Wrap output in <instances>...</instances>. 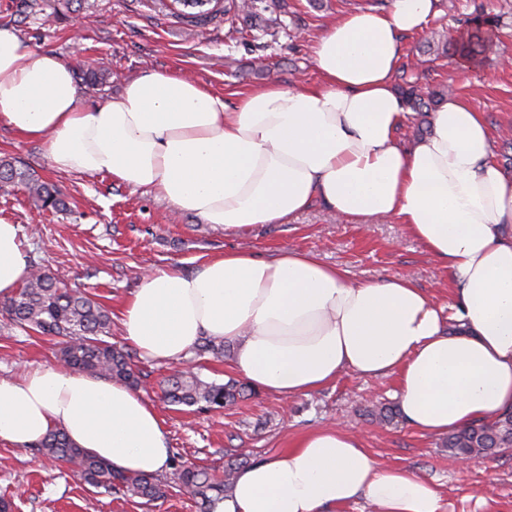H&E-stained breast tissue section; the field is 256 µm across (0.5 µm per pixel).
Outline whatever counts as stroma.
<instances>
[{
    "mask_svg": "<svg viewBox=\"0 0 512 512\" xmlns=\"http://www.w3.org/2000/svg\"><path fill=\"white\" fill-rule=\"evenodd\" d=\"M392 0H286L285 31L252 42L242 39L243 17H217L197 35L186 34L157 0H77L74 8L22 12L21 0H0V25L14 27L37 49L70 63L75 74L93 64L106 77L100 91L81 90L80 102L93 106L118 95L126 82L152 71H168L223 93L228 104L239 94L267 83L284 86L318 78L312 46L322 28L345 14ZM470 0H438L427 32L408 36L404 58H419L432 31L457 28ZM495 19L493 44L475 66L448 56L421 65L418 81L428 91L473 103L484 113L493 136L495 160L512 176V0H485ZM28 164L66 195L69 211H40L24 188L0 189V218L19 225L33 262L65 272L81 284L110 316L153 267L175 264L191 272L208 258L232 249L263 257L289 247L320 255L355 281L381 282L412 277L437 300L448 298V272L424 253L401 224L387 218L366 223L339 221L323 202L283 224H257L235 236L171 206L145 188L106 177H86L50 168L41 144L0 124V157ZM60 340L13 324L0 311V378H13L57 361ZM142 396L159 414L172 453L223 475L240 451L260 460L285 451L298 436L339 426L358 434L384 467H403L433 482L442 512H512V448L463 467L449 465L442 439L411 427L403 417L373 421L370 412L397 403L395 376L363 378L352 373L307 395L288 400L257 391L219 412H199L161 401L163 380L175 365L137 360ZM164 498L149 503L120 493L102 494L72 480L66 466L33 448L0 445V499L12 512H199L182 487L168 484Z\"/></svg>",
    "mask_w": 512,
    "mask_h": 512,
    "instance_id": "35a3bbf8",
    "label": "stroma"
}]
</instances>
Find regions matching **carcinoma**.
<instances>
[{
	"label": "carcinoma",
	"instance_id": "obj_1",
	"mask_svg": "<svg viewBox=\"0 0 512 512\" xmlns=\"http://www.w3.org/2000/svg\"><path fill=\"white\" fill-rule=\"evenodd\" d=\"M172 14L191 31L212 22L223 8L222 0H170ZM245 17L253 29L265 34L285 28L279 17H265L254 4L246 7ZM467 37L452 42L444 34L437 41L427 42L426 53L434 46L441 47L436 57L445 56L448 50L466 59L478 56L492 42L489 20L483 6L475 7L465 20ZM398 92L405 107L422 113L435 110L442 97L421 90L415 74L406 70L400 75ZM24 186L35 207L39 210L63 211L68 202L53 184L44 182L35 172L14 157L0 158V185ZM9 318L22 328L37 333L65 338L59 349L60 360L70 368L136 387L140 374L134 368L129 353L107 341L111 335L112 319L103 305L87 292L73 288L67 279L46 266L31 265L22 288L15 296L6 299L3 306ZM197 361L224 357V340L203 336L192 348ZM255 393L251 384L229 381L221 384L205 381L191 371L171 375L163 390L164 401L170 405L197 407L219 411L240 398ZM443 447L456 459H484L512 448V412L497 418L472 424L453 431L443 438ZM34 450L48 458L66 464L73 477L106 493H128L154 501L165 497V482L156 475H127L115 470L112 464L71 445L66 435L53 431L32 445ZM236 468L228 465L224 476L216 478L207 470L175 460L173 477L199 504L200 512H215L217 504L232 485Z\"/></svg>",
	"mask_w": 512,
	"mask_h": 512
}]
</instances>
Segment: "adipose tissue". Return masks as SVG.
<instances>
[{"label": "adipose tissue", "mask_w": 512, "mask_h": 512, "mask_svg": "<svg viewBox=\"0 0 512 512\" xmlns=\"http://www.w3.org/2000/svg\"><path fill=\"white\" fill-rule=\"evenodd\" d=\"M436 3L346 14L315 41L317 81L263 85L231 110L165 71L82 106L67 63L0 27V123L40 142L52 169L152 189L228 235L286 222L316 199L346 220L393 218L453 288L439 304L404 276L356 282L312 253L230 250L191 273L167 265L141 277L120 312L140 357L179 361L199 337L234 341L235 371L284 399L345 370L393 374L405 420L428 435L512 410V179L466 100L446 99L413 144L398 136L403 39L427 29ZM28 267L19 226L0 219V298ZM57 428L124 473L155 475L169 458L155 408L125 385L57 365L0 379V442L26 448ZM361 496L375 512H442L436 486L380 467L339 428L241 467L217 512H339Z\"/></svg>", "instance_id": "adipose-tissue-1"}]
</instances>
